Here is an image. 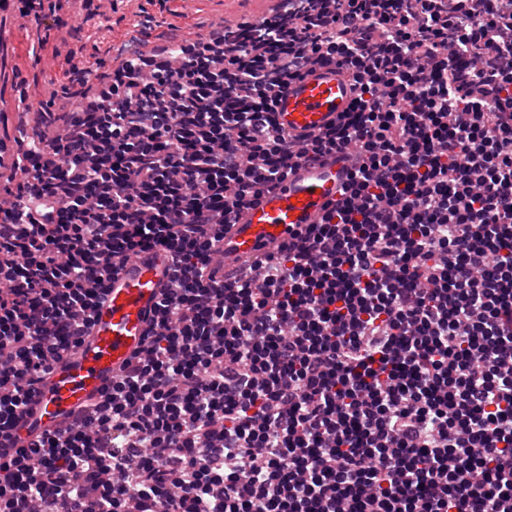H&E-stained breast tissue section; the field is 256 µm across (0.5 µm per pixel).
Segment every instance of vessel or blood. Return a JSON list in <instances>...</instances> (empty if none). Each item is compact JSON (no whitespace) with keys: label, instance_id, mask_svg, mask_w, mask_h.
<instances>
[{"label":"vessel or blood","instance_id":"1","mask_svg":"<svg viewBox=\"0 0 512 512\" xmlns=\"http://www.w3.org/2000/svg\"><path fill=\"white\" fill-rule=\"evenodd\" d=\"M353 96L345 74L316 65L279 95L276 118L291 134L316 132L348 111ZM349 173L350 163L341 153L317 164L294 165L286 179L225 227V270L271 251L303 225L318 223L338 199ZM169 265L168 256L160 251L141 253L122 265L94 314L89 336L52 369L27 406L21 435L12 436L8 447H20L23 433L62 428L72 412L91 403L112 375L140 352L168 282Z\"/></svg>","mask_w":512,"mask_h":512}]
</instances>
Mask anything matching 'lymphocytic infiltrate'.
<instances>
[{
	"label": "lymphocytic infiltrate",
	"instance_id": "lymphocytic-infiltrate-1",
	"mask_svg": "<svg viewBox=\"0 0 512 512\" xmlns=\"http://www.w3.org/2000/svg\"><path fill=\"white\" fill-rule=\"evenodd\" d=\"M314 65L356 98L297 139ZM76 81L0 173V438L119 264L170 284L99 399L0 452V512H512V0H277ZM337 152L323 221L218 279L231 217ZM353 96L352 82L340 70L313 66L279 95L277 122L294 135L323 130L349 110Z\"/></svg>",
	"mask_w": 512,
	"mask_h": 512
}]
</instances>
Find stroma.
<instances>
[{"label":"stroma","mask_w":512,"mask_h":512,"mask_svg":"<svg viewBox=\"0 0 512 512\" xmlns=\"http://www.w3.org/2000/svg\"><path fill=\"white\" fill-rule=\"evenodd\" d=\"M276 0H104L90 10L70 0L62 23L48 36L13 14L0 16V138L16 124L9 107L20 95L60 111L72 99L76 70L99 81L118 67L117 49L134 42L152 48L178 33L194 38L213 28L270 14Z\"/></svg>","instance_id":"35a3bbf8"}]
</instances>
